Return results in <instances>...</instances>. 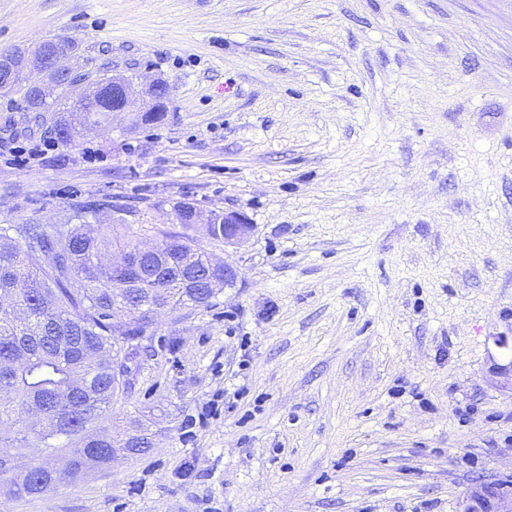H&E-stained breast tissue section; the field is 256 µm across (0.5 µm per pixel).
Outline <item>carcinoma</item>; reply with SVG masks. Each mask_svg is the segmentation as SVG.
<instances>
[{
    "label": "carcinoma",
    "mask_w": 512,
    "mask_h": 512,
    "mask_svg": "<svg viewBox=\"0 0 512 512\" xmlns=\"http://www.w3.org/2000/svg\"><path fill=\"white\" fill-rule=\"evenodd\" d=\"M100 79L97 111L76 110L65 90L43 111L52 113L53 123L98 124L123 98L112 77ZM108 208L80 201L70 205L65 224L0 225V498L42 495L58 483L112 468L121 455L144 453L149 443L114 438L108 425L112 402L129 385L115 384L114 332L133 344L153 332L157 312L210 303L212 281L223 277L191 238L144 255L140 274L112 276L104 254L134 247L145 228L120 216L104 231L92 229ZM128 302L142 303L141 315L113 321ZM21 448L46 453L26 479L10 474Z\"/></svg>",
    "instance_id": "obj_1"
}]
</instances>
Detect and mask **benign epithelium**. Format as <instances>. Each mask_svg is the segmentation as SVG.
Here are the masks:
<instances>
[{
  "instance_id": "1",
  "label": "benign epithelium",
  "mask_w": 512,
  "mask_h": 512,
  "mask_svg": "<svg viewBox=\"0 0 512 512\" xmlns=\"http://www.w3.org/2000/svg\"><path fill=\"white\" fill-rule=\"evenodd\" d=\"M76 50L43 49L33 54H25L14 61L7 56L0 57V87L9 89L24 85L33 89L38 98L47 100L58 90L70 86L79 70L71 65ZM98 86L90 79L80 86L77 100L82 107L89 109L96 104ZM150 96L151 107L143 114L146 121H156L167 112L168 90L156 80L145 86ZM172 221L175 224H205L207 234H212L213 225L224 227V243L241 244L249 239L253 225L247 217L237 211L212 212L206 220H201L197 204L188 198L173 203ZM455 512H512V475L493 483L475 484L459 501Z\"/></svg>"
}]
</instances>
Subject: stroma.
<instances>
[{
  "instance_id": "35a3bbf8",
  "label": "stroma",
  "mask_w": 512,
  "mask_h": 512,
  "mask_svg": "<svg viewBox=\"0 0 512 512\" xmlns=\"http://www.w3.org/2000/svg\"><path fill=\"white\" fill-rule=\"evenodd\" d=\"M50 35L167 112L64 147L0 96V224L255 232L197 228L237 281L141 341L112 433L153 447L0 512H455L512 474V0H0V54ZM145 90L150 96L152 103L151 107L143 114V119L145 121H156L167 112L168 90L164 88L162 83L156 80L148 84ZM172 221L176 224H205L208 236H211L213 224H219L221 228L224 225V244H241L249 239L253 231V224H250L247 217L237 211H212L205 221H201V212L197 204L188 198H183L173 203L171 208Z\"/></svg>"
}]
</instances>
